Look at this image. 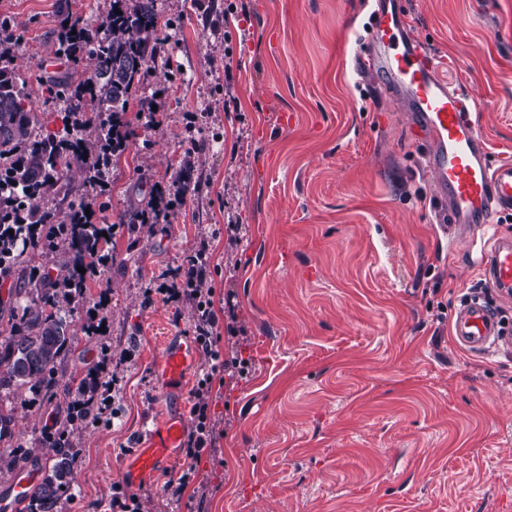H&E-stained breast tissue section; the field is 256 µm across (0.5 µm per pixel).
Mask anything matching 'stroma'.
Masks as SVG:
<instances>
[{"label":"stroma","mask_w":512,"mask_h":512,"mask_svg":"<svg viewBox=\"0 0 512 512\" xmlns=\"http://www.w3.org/2000/svg\"><path fill=\"white\" fill-rule=\"evenodd\" d=\"M363 2L157 0L134 136L102 196L112 262L66 314L76 339L57 397L38 406L28 388H0V446L38 464L45 420H64L72 381L111 353L113 420L72 435L74 492L56 512H106L125 460L173 407L157 364L164 339L192 338L194 309L157 289L203 245L215 302L236 293L252 371L211 405L224 435L198 465L207 498L167 492L180 453L137 488L144 512H512V352L452 341L454 309L484 289L480 249L449 254L428 146L358 70ZM402 2L475 100L495 157H512V0ZM0 16L15 20L19 71L49 73L58 0H0ZM185 174L189 193L174 194ZM158 186L168 222L130 228L131 198ZM104 290L106 329L86 335Z\"/></svg>","instance_id":"stroma-1"}]
</instances>
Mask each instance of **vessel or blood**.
<instances>
[{"label":"vessel or blood","mask_w":512,"mask_h":512,"mask_svg":"<svg viewBox=\"0 0 512 512\" xmlns=\"http://www.w3.org/2000/svg\"><path fill=\"white\" fill-rule=\"evenodd\" d=\"M370 43L358 56L361 74L382 78L404 104L413 127L429 143L425 168L458 241L480 245L485 285L496 296L511 298L512 234L501 231L500 219L512 212V160L492 159L474 117V99L440 76L441 64L413 34L402 0H378ZM450 333L459 347L475 354L512 350V326L476 292L455 308ZM194 357L191 342H168L158 364L164 393L182 391ZM184 435L180 414L156 422L145 448L124 471L126 484L138 487L164 468ZM41 475L37 467L17 470L0 488V512H19Z\"/></svg>","instance_id":"obj_1"}]
</instances>
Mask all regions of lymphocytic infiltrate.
Segmentation results:
<instances>
[{
    "instance_id": "lymphocytic-infiltrate-1",
    "label": "lymphocytic infiltrate",
    "mask_w": 512,
    "mask_h": 512,
    "mask_svg": "<svg viewBox=\"0 0 512 512\" xmlns=\"http://www.w3.org/2000/svg\"><path fill=\"white\" fill-rule=\"evenodd\" d=\"M210 262L206 248H199L187 259L181 281L161 285L159 292L165 299H188L194 303V339L206 357L197 382L191 391L190 413L194 426L183 443L187 466L177 479L169 481L166 489L173 497H180L187 487L208 494L209 488L197 465L205 452L214 451L222 432L210 415L213 383L217 380L237 381L247 377L250 363L241 354L224 353L220 347L222 337H238L243 332L238 322L233 294L224 297V312L214 310L213 290L208 285Z\"/></svg>"
}]
</instances>
